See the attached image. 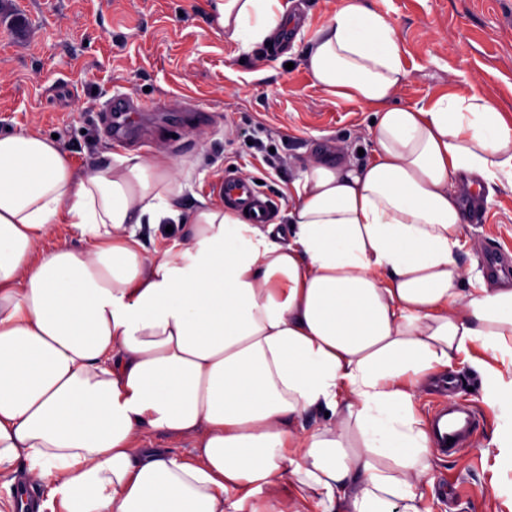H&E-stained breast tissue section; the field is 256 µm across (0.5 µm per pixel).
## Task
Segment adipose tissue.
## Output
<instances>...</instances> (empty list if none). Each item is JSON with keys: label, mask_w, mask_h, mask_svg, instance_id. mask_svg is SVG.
I'll list each match as a JSON object with an SVG mask.
<instances>
[{"label": "adipose tissue", "mask_w": 512, "mask_h": 512, "mask_svg": "<svg viewBox=\"0 0 512 512\" xmlns=\"http://www.w3.org/2000/svg\"><path fill=\"white\" fill-rule=\"evenodd\" d=\"M209 8L245 50L286 23L282 0ZM303 59L372 110L375 157L311 159L269 224L181 207L165 151L79 170L51 137L0 132V471L49 487L38 512H423L413 399L474 347L512 456V287L455 255L480 184L512 186V115L462 90L392 105L409 72L364 0ZM58 224L82 248L45 247ZM156 432L185 452L145 447Z\"/></svg>", "instance_id": "1"}]
</instances>
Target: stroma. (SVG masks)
I'll list each match as a JSON object with an SVG mask.
<instances>
[{"label": "stroma", "mask_w": 512, "mask_h": 512, "mask_svg": "<svg viewBox=\"0 0 512 512\" xmlns=\"http://www.w3.org/2000/svg\"><path fill=\"white\" fill-rule=\"evenodd\" d=\"M386 14L410 72L397 105L466 89L512 112V0H365ZM338 0H289L288 48L246 51L225 41L207 0H0V131L57 135L74 166L101 153L164 150L176 159L184 205L211 195L226 171L258 182L278 210L313 157H373L372 112L325 92L302 63L311 34ZM152 103L129 136H112L116 97ZM512 263V188L483 189L467 213L457 257L488 270ZM451 399L472 405L469 446L429 450L425 512H512L503 489L512 459L492 444L498 417L469 361L449 367Z\"/></svg>", "instance_id": "35a3bbf8"}]
</instances>
